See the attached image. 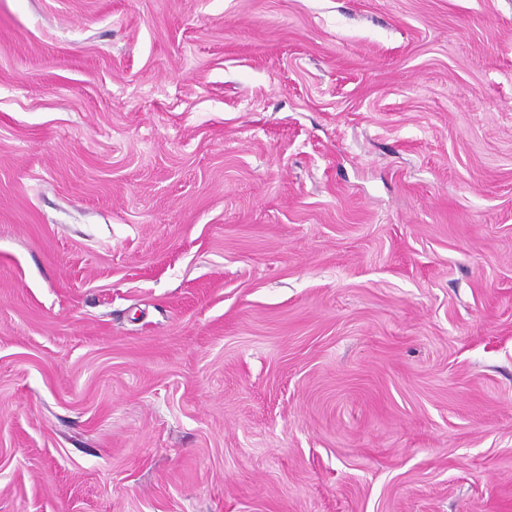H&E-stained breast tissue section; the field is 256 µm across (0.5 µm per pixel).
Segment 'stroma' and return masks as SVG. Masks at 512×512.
<instances>
[{"label": "stroma", "mask_w": 512, "mask_h": 512, "mask_svg": "<svg viewBox=\"0 0 512 512\" xmlns=\"http://www.w3.org/2000/svg\"><path fill=\"white\" fill-rule=\"evenodd\" d=\"M0 512H512V0H0Z\"/></svg>", "instance_id": "obj_1"}]
</instances>
